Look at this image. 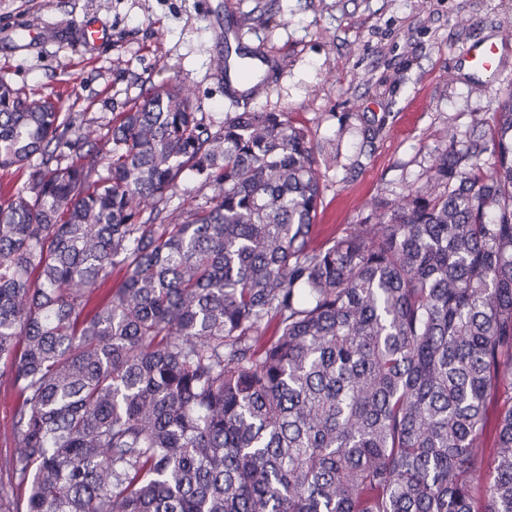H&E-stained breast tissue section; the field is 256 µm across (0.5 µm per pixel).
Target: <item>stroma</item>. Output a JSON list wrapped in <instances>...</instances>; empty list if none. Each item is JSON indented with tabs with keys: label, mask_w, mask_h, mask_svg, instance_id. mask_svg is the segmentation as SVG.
Segmentation results:
<instances>
[{
	"label": "stroma",
	"mask_w": 512,
	"mask_h": 512,
	"mask_svg": "<svg viewBox=\"0 0 512 512\" xmlns=\"http://www.w3.org/2000/svg\"><path fill=\"white\" fill-rule=\"evenodd\" d=\"M211 15L272 62L250 99L227 97L213 73ZM88 21L108 40L81 43ZM507 33L512 0H0V80L102 136L175 84L215 129L239 112L283 114L316 149L318 249L425 183L449 144L487 141L512 46L493 73L466 71L465 51Z\"/></svg>",
	"instance_id": "stroma-1"
}]
</instances>
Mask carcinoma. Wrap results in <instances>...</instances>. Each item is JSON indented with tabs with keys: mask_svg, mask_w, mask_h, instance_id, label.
Returning a JSON list of instances; mask_svg holds the SVG:
<instances>
[{
	"mask_svg": "<svg viewBox=\"0 0 512 512\" xmlns=\"http://www.w3.org/2000/svg\"><path fill=\"white\" fill-rule=\"evenodd\" d=\"M59 118L0 81V512H512V91L320 249L281 114L213 131L174 85L103 155ZM7 386L9 384L6 378L0 377V452L9 449L1 447V439L10 424L14 407L13 394Z\"/></svg>",
	"mask_w": 512,
	"mask_h": 512,
	"instance_id": "obj_1",
	"label": "carcinoma"
}]
</instances>
